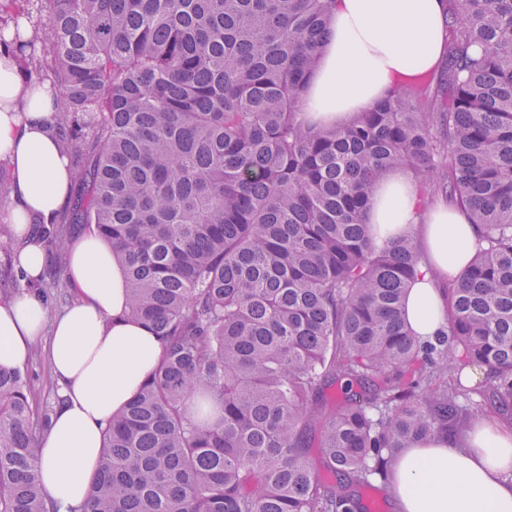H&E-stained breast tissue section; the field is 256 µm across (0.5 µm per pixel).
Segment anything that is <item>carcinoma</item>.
Here are the masks:
<instances>
[{
    "label": "carcinoma",
    "mask_w": 512,
    "mask_h": 512,
    "mask_svg": "<svg viewBox=\"0 0 512 512\" xmlns=\"http://www.w3.org/2000/svg\"><path fill=\"white\" fill-rule=\"evenodd\" d=\"M334 2L0 0L22 69L54 55L61 142L88 120L63 221L112 245L163 346L80 512H364L399 450L512 414V0H448L445 96L416 82L329 126L302 96ZM397 169L479 230L432 341L403 318L425 254L366 222ZM471 364L478 400L447 377ZM48 424L1 367L0 512H47Z\"/></svg>",
    "instance_id": "1"
}]
</instances>
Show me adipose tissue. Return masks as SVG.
Returning <instances> with one entry per match:
<instances>
[{"label": "adipose tissue", "mask_w": 512, "mask_h": 512, "mask_svg": "<svg viewBox=\"0 0 512 512\" xmlns=\"http://www.w3.org/2000/svg\"><path fill=\"white\" fill-rule=\"evenodd\" d=\"M446 0H336L330 36L303 99L314 121L340 125L388 90L437 69L446 51ZM51 84L22 71L14 45L0 43V162L8 172L5 223L20 242L15 262L26 290L0 301V367L26 362L51 331L50 354L63 404L38 442L48 512H78L102 464L114 414L158 366L162 346L127 314L128 292L111 247L86 234L70 246L67 275L77 300L60 316L30 292L47 263L37 225L67 205L73 172L54 131ZM367 221L382 233L416 227L429 257L406 299L404 319L421 339L445 318L441 279L461 273L476 247V228L456 206L423 210L407 176L381 180ZM389 494L398 512H512V422L475 420L463 445L431 439L394 459Z\"/></svg>", "instance_id": "obj_1"}]
</instances>
